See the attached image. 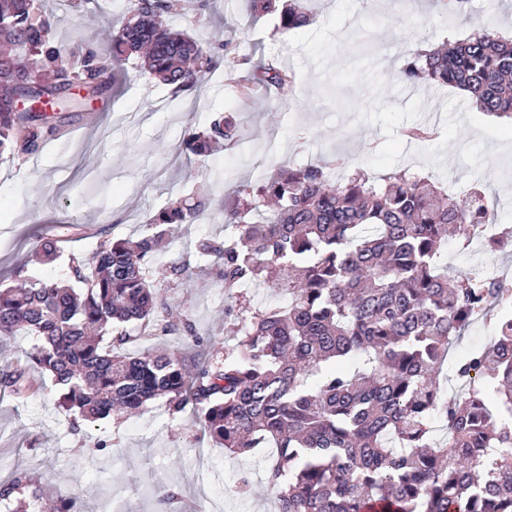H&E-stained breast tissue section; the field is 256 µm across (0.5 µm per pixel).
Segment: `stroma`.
I'll return each instance as SVG.
<instances>
[{"label":"stroma","mask_w":512,"mask_h":512,"mask_svg":"<svg viewBox=\"0 0 512 512\" xmlns=\"http://www.w3.org/2000/svg\"><path fill=\"white\" fill-rule=\"evenodd\" d=\"M316 22L276 33L269 18L251 21L243 0H212L203 21L190 28L215 42L229 33L246 48L278 55L295 71L294 99L258 90L239 106L223 75L197 92L174 95L142 74L135 61L106 99L85 111L59 113L65 139H51L31 156L0 157V286L14 271L51 283L67 255L92 258L100 243L147 233L149 217L190 195L200 177L199 157L184 143L187 128H206L214 116L239 121L247 139L218 153L226 185L257 178L261 160L300 166L335 156L377 180L403 168L429 176L454 196L481 185L498 218L512 227V123L478 111L453 88L410 85L399 76L403 55L417 44L468 32L471 22L512 31V5L466 0L449 13L444 0H310ZM60 37L97 48L102 21L123 20L126 0H48ZM436 126L439 135L410 143L404 127ZM66 238L64 255L35 259L40 245ZM173 305L190 309L199 335L221 332L224 290L216 269L204 266L192 287L169 284ZM107 444L97 460L79 449ZM0 461L41 474L50 495L76 498L80 512H155L168 488L212 512H277L264 485V457L237 459L214 447L190 413L171 417L163 402L121 422L101 420L71 429L53 387L26 400L0 395ZM249 493L235 492L239 478ZM184 502V503H185Z\"/></svg>","instance_id":"35a3bbf8"}]
</instances>
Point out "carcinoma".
<instances>
[{
  "instance_id": "obj_1",
  "label": "carcinoma",
  "mask_w": 512,
  "mask_h": 512,
  "mask_svg": "<svg viewBox=\"0 0 512 512\" xmlns=\"http://www.w3.org/2000/svg\"><path fill=\"white\" fill-rule=\"evenodd\" d=\"M249 2L257 19L278 16L280 31L315 23L305 0ZM203 7L128 0V17L99 30L104 50L83 53L56 39L35 0H0V156L35 154L58 130L51 115L14 112L18 94L74 107L73 88L110 93L130 56L176 95L220 65L245 104L259 86L294 95L283 61L262 60L243 79L239 45L206 47L168 24ZM400 74L464 90L479 111L512 121V37L478 30L427 45L405 55ZM185 141L207 158L244 137L219 115ZM211 202H176L151 217L152 234L104 240L91 259L71 255L58 282L17 271L16 285L0 289V340L24 336L30 348L15 368L0 348V388L35 396L31 374H47L60 406L91 422L161 398L172 416L190 408L236 458L275 449L265 480L278 512H512V287L477 269L450 275L441 259L448 237L465 249L473 227L489 223L485 191L456 198L406 170L374 184L359 170L337 178L323 163L280 166L221 196L224 242L203 238L195 254L148 266ZM211 260L231 301L222 337L199 336L159 288L192 282L194 265ZM261 284L288 302L255 304L244 288ZM479 320L493 322V347L455 363L463 388L450 396L439 372ZM143 329L146 341L178 342L124 352ZM44 495L24 470L0 476L11 512H71L65 500L44 506Z\"/></svg>"
}]
</instances>
